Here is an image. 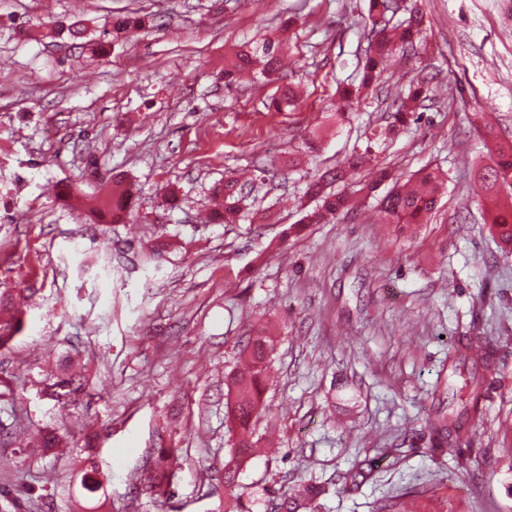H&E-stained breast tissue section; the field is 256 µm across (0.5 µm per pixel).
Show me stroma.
<instances>
[{"label":"stroma","instance_id":"35a3bbf8","mask_svg":"<svg viewBox=\"0 0 512 512\" xmlns=\"http://www.w3.org/2000/svg\"><path fill=\"white\" fill-rule=\"evenodd\" d=\"M404 5L423 16L419 53L343 114L368 0H0V209L15 212L0 223V290L34 291L0 350V512H79L91 451L107 512H224L217 476L238 439L227 378L259 329L274 348L260 453L235 488L248 512L300 479L328 487L317 512H512V261L476 191L487 144L512 139V0ZM131 11L156 26L113 45L108 20ZM59 20L81 22L86 44L54 38ZM265 40L284 43L294 107H271L275 81L224 84L226 51ZM428 72L431 102L393 127L387 90ZM355 151L370 160L345 185L353 211L291 233L314 206L310 177ZM383 167L445 172L427 223L381 220L367 186ZM116 172L135 188L134 221L92 223L91 195ZM228 175L254 179L251 214L207 223ZM70 181L72 210L54 196ZM462 336L497 356L484 419L448 454L424 422ZM68 357L89 388L64 408L40 382ZM53 429L65 454L33 445ZM158 448L178 455L163 510L141 490ZM365 459L373 479L349 488Z\"/></svg>","mask_w":512,"mask_h":512}]
</instances>
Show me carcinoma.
Masks as SVG:
<instances>
[{"label": "carcinoma", "instance_id": "cac0c4a2", "mask_svg": "<svg viewBox=\"0 0 512 512\" xmlns=\"http://www.w3.org/2000/svg\"><path fill=\"white\" fill-rule=\"evenodd\" d=\"M396 11L391 0H369L368 17L371 28L368 33V47L360 71L361 85L370 88L378 84L386 59L397 53L407 56L417 49L421 35V18L410 13L402 21L393 22ZM155 22V18L135 12L112 17L107 33L112 43L118 45L131 35ZM58 36L77 41L84 32L75 23L56 22ZM282 44L265 40L256 46L237 47L224 57V84L230 86L237 78L262 63L260 73L265 77L278 74ZM433 77L424 75L410 81L405 91L398 92L391 102L395 122L404 125L418 103L430 98V83ZM494 164L481 173L483 186L492 190L512 181V142L494 143ZM363 154H354L345 162L328 168L307 187V195L317 200L316 208L306 212L302 224H322L336 214L353 208L351 197L334 186L345 181L347 171L357 168L365 161ZM380 179L393 183L391 190L379 201L382 211L392 224H422L437 203L439 190L444 182V173L438 168L426 169L416 176L403 180L388 170L380 171ZM224 195V208L214 215V220L224 224H236L246 217L251 203L246 184L233 176L224 178L217 189ZM130 211V195L125 180L112 178L103 183L95 197L93 214L98 222L120 223ZM490 228L505 244L512 246V205H495L490 218ZM23 328V320L10 307L6 293L0 292V349L7 347ZM251 355L248 361L231 378L229 392L233 393V406L229 415L239 430V441L234 452L224 464L225 494L232 498L235 477L241 465L254 451L251 425L253 417L263 408L262 391L266 378L265 357L271 348L270 340L258 333L251 341ZM491 342L483 336H470L466 342H457L448 354V379L458 374H467L465 386L468 397L448 405V413L438 414L426 421L430 436L440 447L452 451L465 441V429L483 418L481 399L485 391V378L479 375L478 367L490 364ZM87 388L85 377L70 368H64L46 379L44 391L64 406L75 405L80 394ZM89 469L82 478V488L90 505L84 512H103L107 501L103 492L104 482L98 477L99 471L94 459L87 460ZM176 464L175 449L158 448L145 482V492L160 506H165L174 496L172 472ZM327 489L317 483L296 484L283 487L277 494V512H311L314 502L325 495Z\"/></svg>", "mask_w": 512, "mask_h": 512}]
</instances>
